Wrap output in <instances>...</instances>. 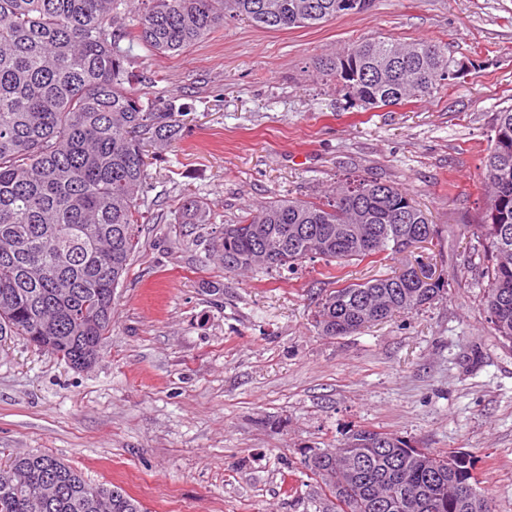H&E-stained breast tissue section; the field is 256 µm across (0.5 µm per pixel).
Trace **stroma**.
Wrapping results in <instances>:
<instances>
[{
  "label": "stroma",
  "mask_w": 512,
  "mask_h": 512,
  "mask_svg": "<svg viewBox=\"0 0 512 512\" xmlns=\"http://www.w3.org/2000/svg\"><path fill=\"white\" fill-rule=\"evenodd\" d=\"M383 38L445 46L461 74L400 106L350 105L315 63ZM128 66L185 127L147 168L100 359L78 371L20 336L0 345V449L52 453L146 512H327L305 461L368 429L471 455L490 512H512V351L485 322L462 233L485 206L493 119L512 105V0H373L279 31L235 21L177 53L131 44ZM350 175L409 189L433 241L340 271L225 273L215 231ZM192 199L211 229L182 224ZM417 261L448 283L435 303L356 334L316 328L341 282Z\"/></svg>",
  "instance_id": "stroma-1"
}]
</instances>
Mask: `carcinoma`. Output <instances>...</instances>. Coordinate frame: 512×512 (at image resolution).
<instances>
[{
	"mask_svg": "<svg viewBox=\"0 0 512 512\" xmlns=\"http://www.w3.org/2000/svg\"><path fill=\"white\" fill-rule=\"evenodd\" d=\"M372 0H0V342L21 336L73 369L99 359L112 326L114 289L139 244L147 192L145 140L179 135L172 101L133 88L124 40L176 53L227 22L268 30L313 28L366 11ZM451 60L436 44L373 39L321 58L316 69L352 103L404 104L446 85ZM483 179L490 194L477 224L475 275L484 288L491 335L512 349V105L496 113ZM182 223H209L190 200ZM266 227L265 236L254 227ZM436 234L410 192L352 179L323 200L266 202L224 225L217 239L224 272L279 274L303 261L341 266L406 252L421 230ZM266 253L269 262L254 263ZM408 282L394 271L348 283L322 299L315 323L325 336L365 325L356 305L379 320L411 313L446 293L421 268ZM369 459L360 483L336 481L324 452L307 467L336 500V512H489L471 457L457 452L433 474L410 441L357 429L343 442ZM415 483L403 497L399 472ZM0 512H144L118 487L92 485L48 453L0 465Z\"/></svg>",
	"mask_w": 512,
	"mask_h": 512,
	"instance_id": "1",
	"label": "carcinoma"
}]
</instances>
